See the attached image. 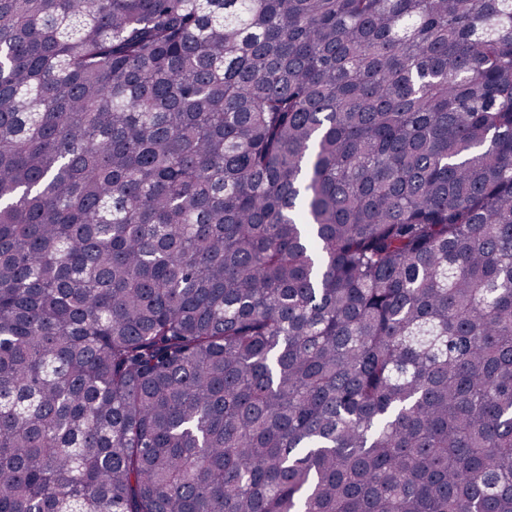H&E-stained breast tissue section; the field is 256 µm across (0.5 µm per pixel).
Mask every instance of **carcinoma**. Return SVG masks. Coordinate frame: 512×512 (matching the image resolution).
<instances>
[{
  "mask_svg": "<svg viewBox=\"0 0 512 512\" xmlns=\"http://www.w3.org/2000/svg\"><path fill=\"white\" fill-rule=\"evenodd\" d=\"M0 512H512V0H0Z\"/></svg>",
  "mask_w": 512,
  "mask_h": 512,
  "instance_id": "obj_1",
  "label": "carcinoma"
}]
</instances>
